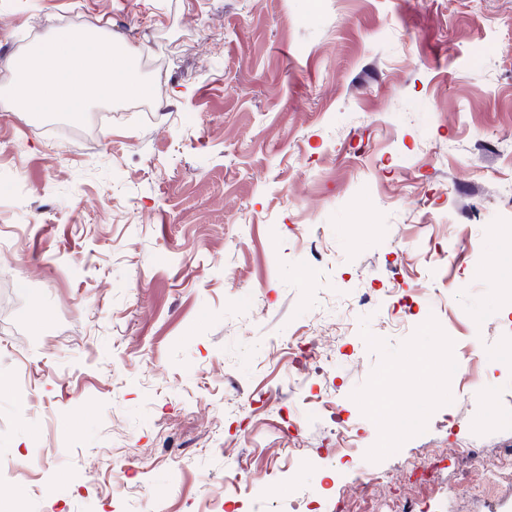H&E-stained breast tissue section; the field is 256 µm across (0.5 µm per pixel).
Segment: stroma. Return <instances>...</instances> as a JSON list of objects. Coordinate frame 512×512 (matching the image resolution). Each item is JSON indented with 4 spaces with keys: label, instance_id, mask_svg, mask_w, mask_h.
<instances>
[{
    "label": "stroma",
    "instance_id": "1",
    "mask_svg": "<svg viewBox=\"0 0 512 512\" xmlns=\"http://www.w3.org/2000/svg\"><path fill=\"white\" fill-rule=\"evenodd\" d=\"M62 28L121 37L166 113L47 136L0 92V196L31 187L0 205V504L220 512L239 471L240 512H335L382 472L427 512H512L445 456L512 448V0H0V71Z\"/></svg>",
    "mask_w": 512,
    "mask_h": 512
}]
</instances>
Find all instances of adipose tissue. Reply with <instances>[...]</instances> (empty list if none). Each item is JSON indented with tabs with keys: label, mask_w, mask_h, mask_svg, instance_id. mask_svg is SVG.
Here are the masks:
<instances>
[{
	"label": "adipose tissue",
	"mask_w": 512,
	"mask_h": 512,
	"mask_svg": "<svg viewBox=\"0 0 512 512\" xmlns=\"http://www.w3.org/2000/svg\"><path fill=\"white\" fill-rule=\"evenodd\" d=\"M16 69L13 97L23 112L72 114L93 102L150 93L124 41L99 33L61 30L20 58Z\"/></svg>",
	"instance_id": "adipose-tissue-1"
}]
</instances>
